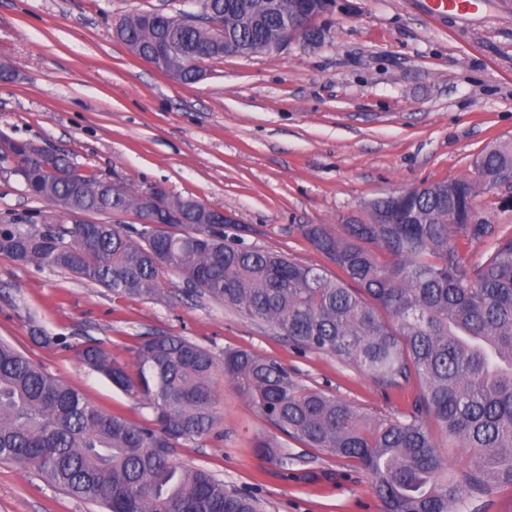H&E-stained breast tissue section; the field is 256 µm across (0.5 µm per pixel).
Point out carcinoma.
Listing matches in <instances>:
<instances>
[{"label":"carcinoma","instance_id":"obj_1","mask_svg":"<svg viewBox=\"0 0 512 512\" xmlns=\"http://www.w3.org/2000/svg\"><path fill=\"white\" fill-rule=\"evenodd\" d=\"M201 22L143 10L117 35L134 55L177 83L197 81L196 55L266 54L278 42L317 31L335 0H198ZM26 192L63 215L130 210L149 224H0V256L71 273L118 296L155 298L164 274L265 322L300 352L330 354L383 388L412 379L410 410L378 416L300 383L275 360L244 349L219 362L172 334L145 336L121 363L93 340L81 361L151 411L141 424L102 412L91 400L0 340V460L37 470L104 512H261L254 495L203 469L173 463L181 442L215 428L219 373L285 437L357 462L372 478L383 512H468L495 490L512 489V234L470 224L477 197L512 169V144L498 145L469 177L411 187L375 200L336 234L302 227L341 275L229 238L204 222L200 203L148 187L86 175L27 140L0 139V156ZM493 238L474 261L463 242ZM472 464L456 473L429 423ZM256 452L283 472L297 457L257 437Z\"/></svg>","mask_w":512,"mask_h":512}]
</instances>
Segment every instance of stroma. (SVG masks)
<instances>
[{"instance_id": "35a3bbf8", "label": "stroma", "mask_w": 512, "mask_h": 512, "mask_svg": "<svg viewBox=\"0 0 512 512\" xmlns=\"http://www.w3.org/2000/svg\"><path fill=\"white\" fill-rule=\"evenodd\" d=\"M180 0H0V137L63 154L81 172L119 185L162 184L171 194L232 213L229 235L293 261L337 270L303 225L341 231L373 200L424 183L470 177L486 147L512 143V0L440 20L421 0H336L321 37L280 50L204 63L178 84L114 36L124 15L181 9ZM0 159V224L50 214ZM50 340L34 342L32 326ZM187 337L223 357L246 348L275 359L303 384L377 415L406 411L416 383L385 390L360 368L297 352L267 324L206 297L187 296L166 273L158 297L112 295L70 273L0 256V339L71 385L102 411L138 423L150 412L82 363L101 341L130 361L142 336ZM218 434L182 442L176 462L257 496L264 512H380L357 462L292 440L287 475L261 459L255 437L273 427L224 378L214 385ZM0 512H100L0 461Z\"/></svg>"}]
</instances>
